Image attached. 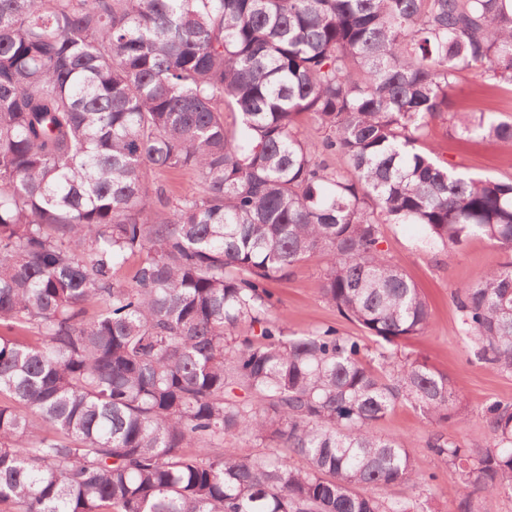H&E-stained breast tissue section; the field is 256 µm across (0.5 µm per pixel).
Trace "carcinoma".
Instances as JSON below:
<instances>
[{"instance_id":"carcinoma-1","label":"carcinoma","mask_w":512,"mask_h":512,"mask_svg":"<svg viewBox=\"0 0 512 512\" xmlns=\"http://www.w3.org/2000/svg\"><path fill=\"white\" fill-rule=\"evenodd\" d=\"M463 71L512 86V0H0V506L422 512L362 492L421 483L375 424L404 401L466 410L396 349L430 314L381 226L512 252V180L426 146ZM452 120L512 140L480 110ZM178 168L197 195L149 191ZM315 255L375 348L276 313L268 283ZM454 298L479 362L512 373V261ZM486 413L493 447L426 443L457 512L512 494V404Z\"/></svg>"}]
</instances>
